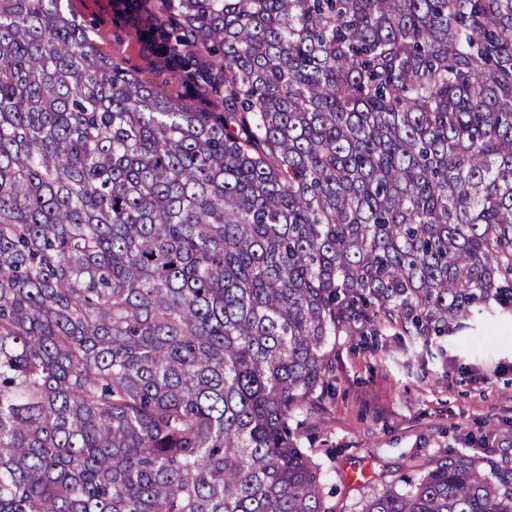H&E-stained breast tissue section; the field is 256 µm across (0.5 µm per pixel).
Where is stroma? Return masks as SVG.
<instances>
[{"mask_svg": "<svg viewBox=\"0 0 512 512\" xmlns=\"http://www.w3.org/2000/svg\"><path fill=\"white\" fill-rule=\"evenodd\" d=\"M437 343L444 353L434 358L388 323L375 336H337L325 407L301 426L330 512H360L382 485L456 452L512 467V315L472 321ZM367 461L370 479L348 484L345 472Z\"/></svg>", "mask_w": 512, "mask_h": 512, "instance_id": "1", "label": "stroma"}]
</instances>
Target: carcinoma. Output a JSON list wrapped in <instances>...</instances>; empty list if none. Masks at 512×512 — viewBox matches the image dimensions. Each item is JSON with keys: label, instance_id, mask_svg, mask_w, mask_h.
I'll use <instances>...</instances> for the list:
<instances>
[{"label": "carcinoma", "instance_id": "obj_1", "mask_svg": "<svg viewBox=\"0 0 512 512\" xmlns=\"http://www.w3.org/2000/svg\"><path fill=\"white\" fill-rule=\"evenodd\" d=\"M0 0V512H327L351 324L512 314V0ZM362 512H512L458 455ZM85 4L88 5V8H82V4L81 6H79L80 8H82L83 12L85 13L86 17L88 19H93L94 22H96L97 24L100 25V27L104 30H107V31H110L111 32V35H110V41L108 42L107 44V50L112 53V39H113V44L116 46V47H119L121 50H123L126 54V56L132 58V59H136L137 57V47L135 46V44L133 42H131L129 40V38L125 35V33H122V42L120 43L118 38H121V37H112V20L110 19H107V21L104 23V24H101L98 20V17H97V9L94 8V1H91V0H85L84 2Z\"/></svg>", "mask_w": 512, "mask_h": 512}]
</instances>
